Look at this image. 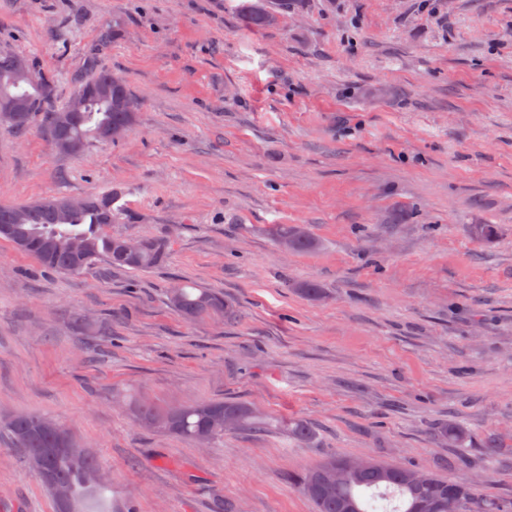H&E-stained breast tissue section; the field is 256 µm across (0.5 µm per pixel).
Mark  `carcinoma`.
<instances>
[{
    "mask_svg": "<svg viewBox=\"0 0 512 512\" xmlns=\"http://www.w3.org/2000/svg\"><path fill=\"white\" fill-rule=\"evenodd\" d=\"M286 10L288 0H267L265 6L257 9L241 5L243 22L257 30L272 26L270 13ZM12 56L11 52L0 53V99L10 98L23 104L14 129H26L41 114L50 138L59 135L75 142L77 152L81 153L92 141L102 139L103 129L109 127L125 133L135 123V113L126 108L133 95L122 83L112 87L110 96L91 90L82 99L71 100L64 111H76L75 122L66 129L56 128L58 111L49 106L51 79L35 72L28 80H3V74L10 71ZM116 199L115 193L91 196L85 198V206L73 209L49 206L43 197L23 205L0 206V229H8L5 240L14 246L22 245L20 252L37 259L44 269L63 275L78 274L96 262L133 271L162 266L169 252L167 247H157L163 237H143L139 251L127 252L121 248L124 237L107 232V227L122 215L121 209L113 208ZM273 235L277 243H289L292 252L317 247L310 234L297 235L294 224L276 225ZM168 303L188 320L219 315L229 323L238 317L233 303L206 288L180 285L169 293ZM134 410L141 425L192 441L202 436L211 441L224 435L226 418L234 419L236 430L241 432H280L299 442H308L316 435L313 426L304 420L273 419L248 402L232 399L201 401L167 410L137 401ZM43 419L45 415L40 413H20L1 421L0 427L11 435L28 467H33L35 456H41L42 466L36 471L39 478L47 476L52 482L69 487L70 512H112V506L107 504L108 486L96 460L75 443L64 450H53L55 443L40 431ZM438 437L456 448L461 445L463 430L444 425ZM342 468L344 478L339 482L332 480L330 475ZM413 472V468L377 460L372 467L359 470L349 466L348 458L331 456L301 473H288L286 478L314 503L316 512H378L374 500L395 497L401 505L391 512H448L450 495L460 500L461 512H504L490 499L477 501L474 488L465 482L444 479L426 469L425 484L416 486L409 480Z\"/></svg>",
    "mask_w": 512,
    "mask_h": 512,
    "instance_id": "obj_1",
    "label": "carcinoma"
}]
</instances>
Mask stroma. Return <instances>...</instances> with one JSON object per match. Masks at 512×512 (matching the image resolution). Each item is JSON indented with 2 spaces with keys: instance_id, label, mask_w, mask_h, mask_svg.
<instances>
[{
  "instance_id": "35a3bbf8",
  "label": "stroma",
  "mask_w": 512,
  "mask_h": 512,
  "mask_svg": "<svg viewBox=\"0 0 512 512\" xmlns=\"http://www.w3.org/2000/svg\"><path fill=\"white\" fill-rule=\"evenodd\" d=\"M242 2L0 0V52L50 76L56 105L102 69L139 103L130 131L78 154L42 121L0 128V204L114 191L110 233L171 242L150 271L60 275L0 239V416L52 418L116 508L315 512L284 476L330 455L474 477L512 507V0H304L261 31ZM275 224L320 249L282 250ZM185 282L236 322L179 316ZM131 391L237 398L316 438L202 446L140 426ZM448 422L460 449L438 438ZM0 512H56L4 430Z\"/></svg>"
}]
</instances>
